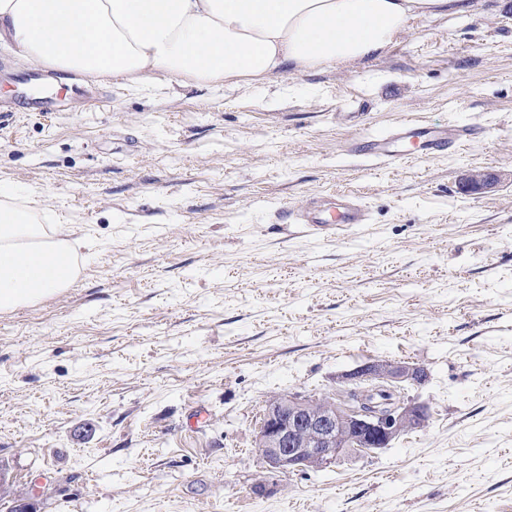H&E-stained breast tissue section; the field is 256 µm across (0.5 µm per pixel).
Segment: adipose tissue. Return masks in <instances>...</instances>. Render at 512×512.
Listing matches in <instances>:
<instances>
[{"label": "adipose tissue", "instance_id": "1", "mask_svg": "<svg viewBox=\"0 0 512 512\" xmlns=\"http://www.w3.org/2000/svg\"><path fill=\"white\" fill-rule=\"evenodd\" d=\"M471 0H0V42L23 66L137 83H225L383 54L412 20ZM0 201V313L69 288L61 224Z\"/></svg>", "mask_w": 512, "mask_h": 512}]
</instances>
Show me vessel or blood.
<instances>
[{
	"mask_svg": "<svg viewBox=\"0 0 512 512\" xmlns=\"http://www.w3.org/2000/svg\"><path fill=\"white\" fill-rule=\"evenodd\" d=\"M478 136L479 129L475 126L435 128L415 119H406L386 133L357 143L355 149L383 161H398L442 155L449 148L475 141ZM279 217L286 224L307 225L312 234L323 239L348 237L369 220L365 209L352 200L331 210L312 201L297 211L282 210Z\"/></svg>",
	"mask_w": 512,
	"mask_h": 512,
	"instance_id": "vessel-or-blood-1",
	"label": "vessel or blood"
}]
</instances>
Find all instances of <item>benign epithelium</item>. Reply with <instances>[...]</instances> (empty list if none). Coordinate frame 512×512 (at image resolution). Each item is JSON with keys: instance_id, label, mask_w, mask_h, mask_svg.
Segmentation results:
<instances>
[{"instance_id": "obj_1", "label": "benign epithelium", "mask_w": 512, "mask_h": 512, "mask_svg": "<svg viewBox=\"0 0 512 512\" xmlns=\"http://www.w3.org/2000/svg\"><path fill=\"white\" fill-rule=\"evenodd\" d=\"M496 182L492 174L479 172L467 177L466 187L481 191ZM368 381L417 386L426 381V370L405 362L375 360L340 379L350 388ZM428 414L426 406L411 402H398L388 411L360 410L335 397L277 394L267 401L256 448L271 475L323 469L360 448L387 447L398 435L423 425Z\"/></svg>"}]
</instances>
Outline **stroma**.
<instances>
[{
  "label": "stroma",
  "mask_w": 512,
  "mask_h": 512,
  "mask_svg": "<svg viewBox=\"0 0 512 512\" xmlns=\"http://www.w3.org/2000/svg\"><path fill=\"white\" fill-rule=\"evenodd\" d=\"M417 19L385 54L216 89L78 75L18 112L0 44V185L82 243L65 292L0 315V512H512V0ZM474 125L448 154L353 152L399 120ZM474 169L488 193L464 192ZM369 222L292 233L339 192ZM425 368V424L267 476L275 394ZM265 491L255 494L256 483ZM348 203L338 204L333 210L322 209L320 201L309 202L304 208L293 211L284 209L279 212L283 224H307L312 234L323 239L348 237L368 224V214L353 196H348ZM426 370L419 365L405 362L375 360L346 372L339 383L352 388L368 381H387L393 384L422 385L426 381Z\"/></svg>",
  "instance_id": "1"
}]
</instances>
